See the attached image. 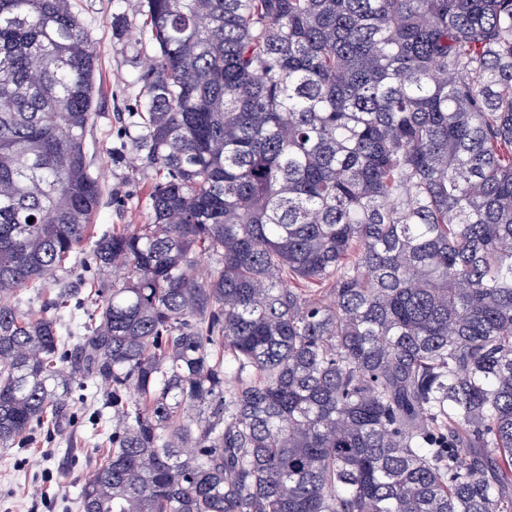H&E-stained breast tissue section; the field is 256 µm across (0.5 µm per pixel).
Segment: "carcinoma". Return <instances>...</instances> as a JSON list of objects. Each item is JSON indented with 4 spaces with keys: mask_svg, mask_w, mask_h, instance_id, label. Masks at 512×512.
Listing matches in <instances>:
<instances>
[{
    "mask_svg": "<svg viewBox=\"0 0 512 512\" xmlns=\"http://www.w3.org/2000/svg\"><path fill=\"white\" fill-rule=\"evenodd\" d=\"M136 8L151 222L92 242L72 351L22 294L103 195L97 51L0 0V445L91 377L80 512H512V0Z\"/></svg>",
    "mask_w": 512,
    "mask_h": 512,
    "instance_id": "carcinoma-1",
    "label": "carcinoma"
}]
</instances>
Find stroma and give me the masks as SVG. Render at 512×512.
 Returning a JSON list of instances; mask_svg holds the SVG:
<instances>
[{"instance_id":"1","label":"stroma","mask_w":512,"mask_h":512,"mask_svg":"<svg viewBox=\"0 0 512 512\" xmlns=\"http://www.w3.org/2000/svg\"><path fill=\"white\" fill-rule=\"evenodd\" d=\"M78 9L98 49L96 110L98 115L88 136L94 146L91 171L103 188L100 207L91 233L99 237L116 224H145L154 172L142 165L131 169L130 135L140 116L136 111L139 78L155 55L151 44L118 41L112 36V21L120 19L137 30L143 18L127 10L124 0H77ZM86 250H79L66 270L47 279L41 290L27 292L28 307L39 310L46 296L70 289L74 304L64 321L71 332L92 310L86 296L95 275L84 266ZM104 387L86 379L74 388L70 418L35 431L25 446L0 447V512H77L76 498L84 479L105 450L110 432L107 419L93 418L101 406Z\"/></svg>"}]
</instances>
